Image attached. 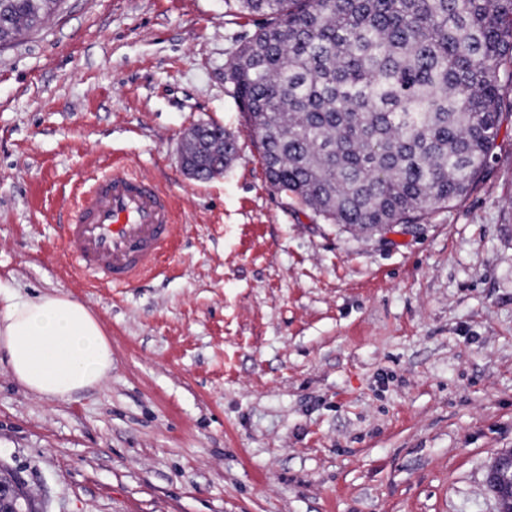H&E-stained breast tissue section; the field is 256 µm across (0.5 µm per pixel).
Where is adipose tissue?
<instances>
[{"label": "adipose tissue", "mask_w": 512, "mask_h": 512, "mask_svg": "<svg viewBox=\"0 0 512 512\" xmlns=\"http://www.w3.org/2000/svg\"><path fill=\"white\" fill-rule=\"evenodd\" d=\"M0 350L20 383L49 399L94 387L112 369V348L102 325L67 295L6 297Z\"/></svg>", "instance_id": "obj_1"}]
</instances>
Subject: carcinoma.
<instances>
[{"label": "carcinoma", "mask_w": 512, "mask_h": 512, "mask_svg": "<svg viewBox=\"0 0 512 512\" xmlns=\"http://www.w3.org/2000/svg\"><path fill=\"white\" fill-rule=\"evenodd\" d=\"M61 0H0V40ZM265 22L227 63L267 180L331 224H419L487 171L512 84V0H225ZM214 124L182 161L238 155Z\"/></svg>", "instance_id": "obj_1"}]
</instances>
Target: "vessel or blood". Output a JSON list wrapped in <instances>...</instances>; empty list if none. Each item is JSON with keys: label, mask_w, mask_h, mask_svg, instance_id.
Masks as SVG:
<instances>
[{"label": "vessel or blood", "mask_w": 512, "mask_h": 512, "mask_svg": "<svg viewBox=\"0 0 512 512\" xmlns=\"http://www.w3.org/2000/svg\"><path fill=\"white\" fill-rule=\"evenodd\" d=\"M65 244L73 273L107 287H127L156 271L175 233L170 195L122 169L77 188Z\"/></svg>", "instance_id": "obj_1"}]
</instances>
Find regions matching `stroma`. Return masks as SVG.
Instances as JSON below:
<instances>
[{
  "mask_svg": "<svg viewBox=\"0 0 512 512\" xmlns=\"http://www.w3.org/2000/svg\"><path fill=\"white\" fill-rule=\"evenodd\" d=\"M224 0H63L0 44V293L84 303L104 382L29 392L0 353V465L41 512H497L512 448V113L489 170L412 229L363 235L273 189L225 78L262 24ZM201 123L221 174L180 163ZM174 201L161 271L67 270L78 183ZM206 127L203 139L194 136L187 137L182 152L183 162H195L203 168L204 179L211 178L214 174L220 173L238 155L237 136L214 124H202ZM486 486L498 504V511L512 506V449L501 452L489 466Z\"/></svg>",
  "mask_w": 512,
  "mask_h": 512,
  "instance_id": "obj_1",
  "label": "stroma"
}]
</instances>
